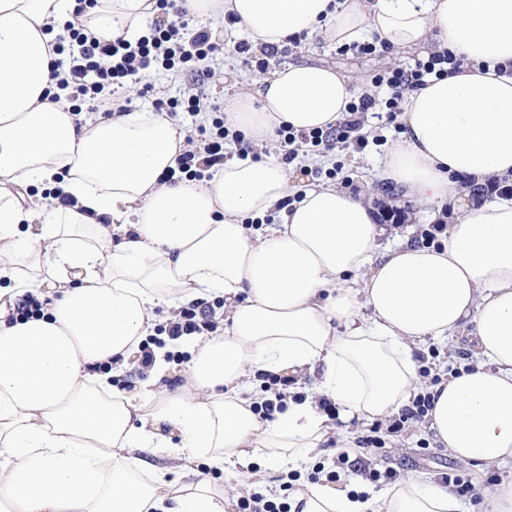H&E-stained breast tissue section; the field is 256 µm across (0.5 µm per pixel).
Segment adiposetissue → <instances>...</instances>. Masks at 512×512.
Here are the masks:
<instances>
[{
  "instance_id": "1",
  "label": "adipose tissue",
  "mask_w": 512,
  "mask_h": 512,
  "mask_svg": "<svg viewBox=\"0 0 512 512\" xmlns=\"http://www.w3.org/2000/svg\"><path fill=\"white\" fill-rule=\"evenodd\" d=\"M198 21L234 15L253 51L299 36L434 46L458 72L406 91L401 137L377 180L422 206L452 202L438 245L381 248L370 184L296 194L275 153L232 158L212 179L161 183L185 134L166 116L75 117L51 77L56 36L77 23L133 40L154 0H0V512H233L200 472L160 458L301 470L343 419L398 411L419 388L427 341L468 332L478 363L430 386V428L477 470L512 464V200H466L461 180L512 173V0H186ZM55 102L44 101V94ZM354 96L337 70L288 64L224 101L257 145L276 129L325 130ZM62 188L63 205L49 190ZM274 223H266V216ZM260 220L257 229L248 221ZM43 316L10 322L25 296ZM223 297L224 332L180 338L185 383L112 387L154 332L159 306ZM314 378L267 424L257 375ZM291 512H474L440 483L389 491L301 481Z\"/></svg>"
}]
</instances>
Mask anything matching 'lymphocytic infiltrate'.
I'll return each mask as SVG.
<instances>
[{"label":"lymphocytic infiltrate","mask_w":512,"mask_h":512,"mask_svg":"<svg viewBox=\"0 0 512 512\" xmlns=\"http://www.w3.org/2000/svg\"><path fill=\"white\" fill-rule=\"evenodd\" d=\"M183 0H156L157 12L146 26L144 34L135 41L124 38L100 39L86 34L82 29H71L69 43L57 46L58 67L67 72V85L72 88L71 110L98 114L108 120L113 114L126 112L125 104L116 102L115 93L130 81L138 80L147 72L181 74L190 64L215 57L224 49V38L207 27H197L182 5ZM453 61L449 53L435 52L428 59L415 60L413 64L392 70L376 77L377 85L387 88L384 101L390 115L402 110L406 89L423 85L425 76H448V64ZM377 103L368 94L349 103L346 120L326 130H294L288 126L276 131L277 150L286 163H294L299 145H311L328 150L336 145L354 143L364 145L360 131L368 114ZM235 142L241 155L253 153L251 141L240 132L229 131L224 125L223 112H215L209 124L197 125L193 134L185 138V146L177 157L175 168L163 174L166 183L182 180H203L212 169L224 163L227 142ZM218 329L213 319V309L201 303L181 306L174 320L163 325L162 331L170 339L213 333Z\"/></svg>","instance_id":"lymphocytic-infiltrate-1"}]
</instances>
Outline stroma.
<instances>
[{"label": "stroma", "instance_id": "35a3bbf8", "mask_svg": "<svg viewBox=\"0 0 512 512\" xmlns=\"http://www.w3.org/2000/svg\"><path fill=\"white\" fill-rule=\"evenodd\" d=\"M420 51H406L398 54L390 51L376 50L366 55L349 46H339L316 37L312 41L284 50L280 53L264 54V68L258 69L244 63L243 59L234 50H226L224 55L207 61L206 67L212 72L209 80L197 82L194 74L187 73L177 77L162 73H149L144 83H132L122 92L123 97L138 99L143 84L152 85L155 93L161 95H176L184 91L203 92L208 105L220 106L225 96L250 90L251 86L263 77L265 69L285 64L320 63L336 67L355 84L358 94L374 93L373 80L376 75L405 66L414 60L420 59ZM362 133L369 140L368 146L361 151L350 147L336 146L335 149L323 151L318 165L319 181L335 182L338 186H359L361 180H373L375 166L378 160L399 139L401 128L398 123L387 122L382 127L366 125ZM335 170V177H328V170ZM380 206H391L393 211L399 212V224L385 222L384 233L380 239L381 246L393 244L395 237L407 238L410 243L420 244L421 232L425 225L441 223L442 212L437 208H428L416 205L402 199L399 190L388 187L383 191L379 201ZM475 359L473 345L466 333H458L454 341L448 346L441 347L435 344L425 345L419 354L421 366L427 367L431 375L445 376L459 367L471 364ZM385 445L380 450L376 460H373L374 469L383 471L393 470L396 478H403L409 474L431 476L442 479L444 475H459L471 481L477 493H484L501 476L511 475V468L504 470L493 469L477 475L475 470L451 457L447 450L435 442L432 431L427 423H417L396 434H385ZM428 442L429 453H422L421 442ZM197 468L207 471L209 477L216 483L222 484L229 492L237 494L243 489L262 488L263 492H278L281 485L286 482L284 473L274 472L266 474L264 479H257L251 472L243 469L231 471H216L210 469L206 459H199Z\"/></svg>", "mask_w": 512, "mask_h": 512}]
</instances>
